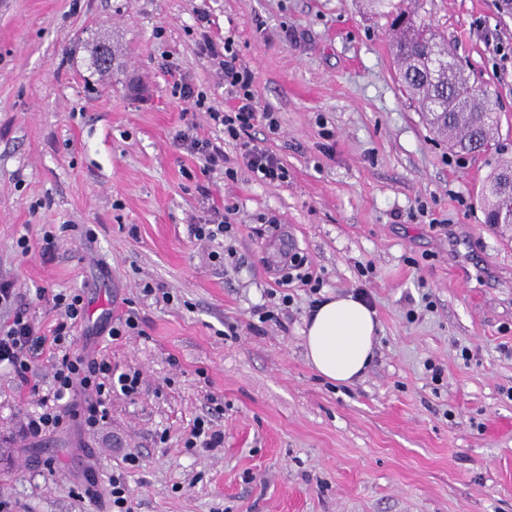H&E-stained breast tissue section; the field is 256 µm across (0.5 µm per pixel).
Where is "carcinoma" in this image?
<instances>
[{
	"label": "carcinoma",
	"mask_w": 512,
	"mask_h": 512,
	"mask_svg": "<svg viewBox=\"0 0 512 512\" xmlns=\"http://www.w3.org/2000/svg\"><path fill=\"white\" fill-rule=\"evenodd\" d=\"M405 0H375L381 15L391 18L396 38L393 49L400 65L399 77L404 91L414 98L434 130L448 138L451 149L481 154L493 149L498 126L488 94L468 85L464 71L455 75L449 86L434 77L435 68L448 64V47L435 31L416 21ZM92 63L99 72L112 66V46L99 43ZM512 179V161L499 164L489 185L481 190L485 223L512 224L501 214L506 205L505 189Z\"/></svg>",
	"instance_id": "obj_1"
}]
</instances>
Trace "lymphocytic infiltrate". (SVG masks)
<instances>
[{
	"instance_id": "1",
	"label": "lymphocytic infiltrate",
	"mask_w": 512,
	"mask_h": 512,
	"mask_svg": "<svg viewBox=\"0 0 512 512\" xmlns=\"http://www.w3.org/2000/svg\"><path fill=\"white\" fill-rule=\"evenodd\" d=\"M200 52L217 61L223 73L224 88L235 101L234 108L226 112L207 105L205 95L183 78L175 82L174 94L195 109L205 111L215 125L223 127L225 136L239 143L242 164L255 180L265 184L287 182L288 169L280 158L249 138L258 124L264 125L269 133H278L280 122L275 112L258 109L253 76L239 64L231 41L219 43L210 36H203ZM174 139L203 159L206 170H220L226 178H235L236 170L228 166L223 148L199 136L195 123H186ZM38 297L51 300L59 315L51 335L41 334L33 319L22 310L15 313L11 322L0 326V364L10 367L20 382L29 386L31 394L39 398L40 409L26 419L22 436L36 440L72 423L87 430L95 429L108 415L106 402L113 382H120L122 392L133 396L139 390L140 375L136 372L113 375L112 365L106 358L74 352L70 331L85 314L82 293L51 294L43 288ZM43 349L50 352L53 370V385L45 394L30 379L32 359Z\"/></svg>"
}]
</instances>
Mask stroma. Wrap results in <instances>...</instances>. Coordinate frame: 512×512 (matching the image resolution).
I'll list each match as a JSON object with an SVG mask.
<instances>
[{"instance_id": "stroma-1", "label": "stroma", "mask_w": 512, "mask_h": 512, "mask_svg": "<svg viewBox=\"0 0 512 512\" xmlns=\"http://www.w3.org/2000/svg\"><path fill=\"white\" fill-rule=\"evenodd\" d=\"M416 2L488 92L512 158V62L495 53L512 47V15L498 0ZM205 33L232 40L277 112L278 134L251 135L287 182L255 181L239 145L174 96L183 76L231 104ZM391 44L372 0H0V276L46 331L56 314L38 290L81 291L74 348L142 379L136 396L113 392L97 431L33 446L18 427L37 399L0 365V496L16 512H112L118 472L134 512H512V224L487 226L479 201L497 158L449 151L401 90ZM190 118L236 179L175 142ZM227 207L219 264L189 226ZM270 216L277 230L257 236ZM47 231L52 260L18 254ZM284 239L320 288L292 283L263 323ZM353 292L381 331L364 377L342 385L308 365L302 329L316 297ZM130 311L142 335L87 337ZM199 418L223 447H185Z\"/></svg>"}]
</instances>
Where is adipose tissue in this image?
Segmentation results:
<instances>
[{"label":"adipose tissue","instance_id":"1","mask_svg":"<svg viewBox=\"0 0 512 512\" xmlns=\"http://www.w3.org/2000/svg\"><path fill=\"white\" fill-rule=\"evenodd\" d=\"M305 356L325 379L351 383L366 371L378 336L374 310L352 294L329 295L304 321Z\"/></svg>","mask_w":512,"mask_h":512}]
</instances>
